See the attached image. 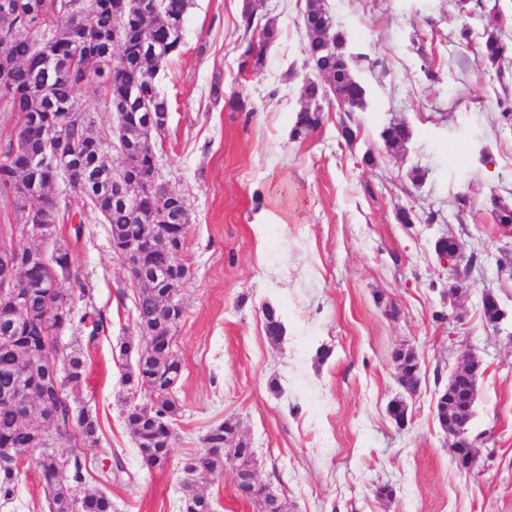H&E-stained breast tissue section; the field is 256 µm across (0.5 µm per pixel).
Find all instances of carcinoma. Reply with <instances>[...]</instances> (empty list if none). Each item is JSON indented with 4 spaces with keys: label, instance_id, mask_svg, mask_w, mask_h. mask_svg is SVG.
Returning <instances> with one entry per match:
<instances>
[{
    "label": "carcinoma",
    "instance_id": "cac0c4a2",
    "mask_svg": "<svg viewBox=\"0 0 512 512\" xmlns=\"http://www.w3.org/2000/svg\"><path fill=\"white\" fill-rule=\"evenodd\" d=\"M17 16L0 17V32L9 38L0 41V53L11 59V68L0 73V101L14 113L19 139L0 140V195H16L22 199L32 193V207L49 210L54 219L44 223L46 240L55 241L47 263L34 264L22 272L29 281H40L52 273H70L71 256L65 245L57 242L59 225L76 224L80 236L83 217L77 216L67 198L65 174L52 162L44 163L45 144L63 136L76 153L79 174L84 177L92 195L83 200L84 207L99 215L110 226V236L120 245L131 239L154 238L161 245L150 252L151 266L164 271L165 279L157 281L147 270L144 281L134 284V307L139 332L138 343L125 341L120 346L124 356L134 353L135 366L124 372L127 389L126 421L134 435L142 464L148 468L164 461L175 437L174 426L181 417V406L175 387L182 375V363L173 353L177 328L184 318L180 291L183 273L176 271L175 252L186 244L189 231L188 209L182 205L168 212L169 222H152L151 214L159 209V201L142 195L131 203L118 197L140 185L153 171L152 156L158 129L169 121V105L158 85L160 72L181 47L176 26L183 23L190 0H161L159 12L152 18L140 15L116 16L112 0H12ZM263 0H242L239 21V71L252 72L266 65V50L280 37L275 18L262 11ZM86 14L77 24L74 17ZM305 33L304 50L315 67V76L305 77L301 107L291 128L295 139L317 129L322 108L315 104L333 94L349 112L364 110L366 89L356 71L367 57L347 49L345 33L333 26L331 15L322 0H307L302 17ZM54 36V54L42 52L46 33ZM481 53L502 75L512 58V36L508 34L506 17L493 6L487 15ZM95 86L99 95L117 109L126 112L123 142L118 147L102 145L95 113L86 109L78 98L85 85ZM410 137L403 123H391L382 131L385 144L403 146ZM125 172V186L112 183V169ZM73 290L58 289L49 299L38 290L30 291L26 310L15 319L0 310V335L10 334L15 341L0 345V393L17 386L15 367L36 357L24 380L25 388L42 421H27L17 407L0 400V448H15L17 453L0 458V498L10 499L29 462L38 470L50 498L49 512H112V500L103 487L125 472L119 454H113L109 467L100 475V487H86V458L83 446L97 440L98 420L90 410L72 413L62 398L82 384L85 365L69 346L50 350L38 326L48 324L49 335L77 322L88 330L89 341L105 331L106 317L94 309L79 314L75 311V292H84L80 281L72 279ZM267 338L278 343L285 335V325L277 311L263 310ZM401 371L418 377L419 363L412 353L395 355ZM145 390L149 402L135 399ZM61 430L74 440L65 457L51 446L27 456L33 431L39 425ZM238 448L237 466L248 474L255 466V452L238 438L236 422L227 419L209 428L202 438L203 448L187 458L188 474L206 473L213 480L224 477V441ZM265 484L249 486V499L265 503L276 512H288L280 499L270 501ZM179 512H212L207 494L193 481L183 483Z\"/></svg>",
    "mask_w": 512,
    "mask_h": 512
}]
</instances>
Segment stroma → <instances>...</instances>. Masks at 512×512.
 <instances>
[{"mask_svg": "<svg viewBox=\"0 0 512 512\" xmlns=\"http://www.w3.org/2000/svg\"><path fill=\"white\" fill-rule=\"evenodd\" d=\"M496 4L511 20L512 0H325L350 50L368 56L358 72L367 105L349 114L327 103L321 125L295 139L302 81L314 73L305 0H265L280 38L264 69L247 74L236 49L242 0H191L181 51L159 81L170 107L156 144L159 174L186 196L190 224L175 349L182 416L164 466H143L125 421L122 376L136 359L120 345L138 336L135 290L109 227L76 199L81 235L66 225L58 233L86 289L77 310H101L108 321L96 342L76 324L58 340L85 363L74 406L99 421L96 443L84 449L88 487L112 451L123 458L124 473L106 488L113 512H179L182 461L227 418L288 512H512V237L495 220L500 204L512 205V122L502 116L512 76L497 77L477 52L484 10ZM235 91L247 111L230 106ZM349 120L358 128L351 145L341 136ZM392 122L411 133L397 150L381 136ZM416 168L426 173L418 184ZM275 205L280 223L260 225ZM401 208L412 223H398ZM444 235L463 257H478L454 298L452 272L435 252ZM488 294L505 313L496 327L482 314ZM267 306L286 326L276 344L265 335ZM465 351L485 368L470 432L491 434L468 474L434 412ZM399 352L420 361L415 393L398 381ZM396 398L408 405L403 428L388 413ZM196 484L214 512H257L232 469ZM383 485L392 493L381 498ZM47 500L29 466L0 512H49Z\"/></svg>", "mask_w": 512, "mask_h": 512, "instance_id": "stroma-1", "label": "stroma"}]
</instances>
